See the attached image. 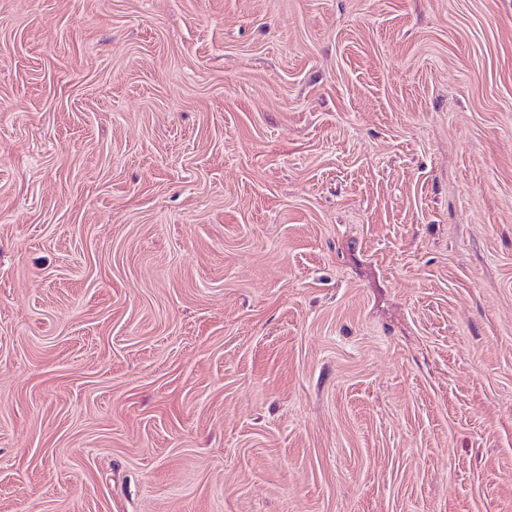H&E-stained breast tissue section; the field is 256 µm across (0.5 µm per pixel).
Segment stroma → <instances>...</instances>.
Returning <instances> with one entry per match:
<instances>
[{
  "label": "stroma",
  "mask_w": 512,
  "mask_h": 512,
  "mask_svg": "<svg viewBox=\"0 0 512 512\" xmlns=\"http://www.w3.org/2000/svg\"><path fill=\"white\" fill-rule=\"evenodd\" d=\"M0 512H512V0H0Z\"/></svg>",
  "instance_id": "obj_1"
}]
</instances>
